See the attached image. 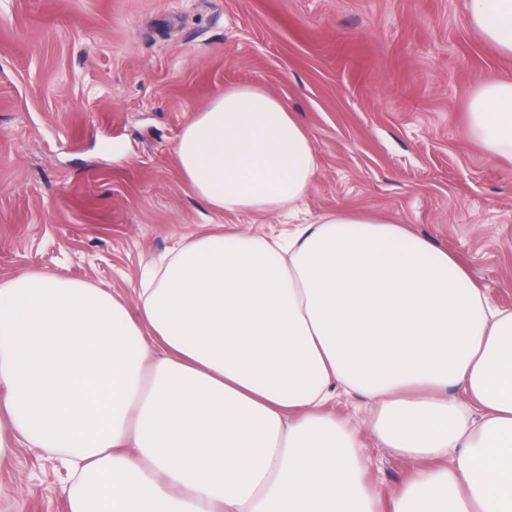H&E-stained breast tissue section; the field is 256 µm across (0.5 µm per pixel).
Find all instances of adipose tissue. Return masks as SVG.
Masks as SVG:
<instances>
[{
	"label": "adipose tissue",
	"instance_id": "adipose-tissue-1",
	"mask_svg": "<svg viewBox=\"0 0 512 512\" xmlns=\"http://www.w3.org/2000/svg\"><path fill=\"white\" fill-rule=\"evenodd\" d=\"M512 57V0H470ZM471 129L512 158V80ZM175 152L214 213L270 214L316 176L308 133L269 92L226 90ZM0 464L16 441L72 478L68 512H381L361 428L419 465L391 512H512V310L405 225L342 210L279 235L176 247L136 312L85 281H0ZM369 406L364 427L325 409Z\"/></svg>",
	"mask_w": 512,
	"mask_h": 512
}]
</instances>
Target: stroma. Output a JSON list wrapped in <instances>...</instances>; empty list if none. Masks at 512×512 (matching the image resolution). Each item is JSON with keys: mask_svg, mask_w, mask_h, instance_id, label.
<instances>
[{"mask_svg": "<svg viewBox=\"0 0 512 512\" xmlns=\"http://www.w3.org/2000/svg\"><path fill=\"white\" fill-rule=\"evenodd\" d=\"M468 0H0V279L42 271L122 294L212 225L278 234L342 209L454 254L512 309V160L469 125L512 78ZM256 86L301 122L317 175L292 216L213 214L174 148L225 89ZM361 440L390 499L414 465ZM68 474L21 447L0 512H67Z\"/></svg>", "mask_w": 512, "mask_h": 512, "instance_id": "stroma-1", "label": "stroma"}]
</instances>
